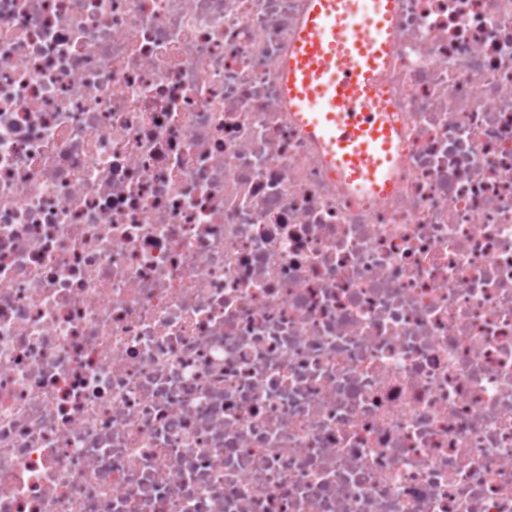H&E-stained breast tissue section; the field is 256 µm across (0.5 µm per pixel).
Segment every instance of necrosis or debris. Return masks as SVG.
Listing matches in <instances>:
<instances>
[{"instance_id":"4bbe7bcc","label":"necrosis or debris","mask_w":512,"mask_h":512,"mask_svg":"<svg viewBox=\"0 0 512 512\" xmlns=\"http://www.w3.org/2000/svg\"><path fill=\"white\" fill-rule=\"evenodd\" d=\"M307 4L0 0V512H512V0H397L382 197Z\"/></svg>"}]
</instances>
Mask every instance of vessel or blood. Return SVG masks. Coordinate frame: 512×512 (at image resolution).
I'll use <instances>...</instances> for the list:
<instances>
[{
  "label": "vessel or blood",
  "mask_w": 512,
  "mask_h": 512,
  "mask_svg": "<svg viewBox=\"0 0 512 512\" xmlns=\"http://www.w3.org/2000/svg\"><path fill=\"white\" fill-rule=\"evenodd\" d=\"M396 0H309L282 64L288 108L355 190L393 186L397 131L381 93Z\"/></svg>",
  "instance_id": "b4317fda"
}]
</instances>
